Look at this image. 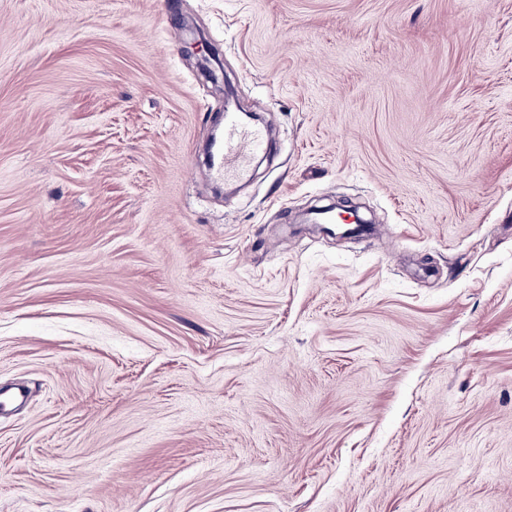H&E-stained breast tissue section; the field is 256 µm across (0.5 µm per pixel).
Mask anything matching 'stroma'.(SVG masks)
Returning a JSON list of instances; mask_svg holds the SVG:
<instances>
[{"label":"stroma","mask_w":512,"mask_h":512,"mask_svg":"<svg viewBox=\"0 0 512 512\" xmlns=\"http://www.w3.org/2000/svg\"><path fill=\"white\" fill-rule=\"evenodd\" d=\"M11 387L0 512H512V0H0ZM265 145L261 130L245 126L235 113H224V140L215 156V177L225 181L243 177L247 159L262 151Z\"/></svg>","instance_id":"stroma-1"}]
</instances>
